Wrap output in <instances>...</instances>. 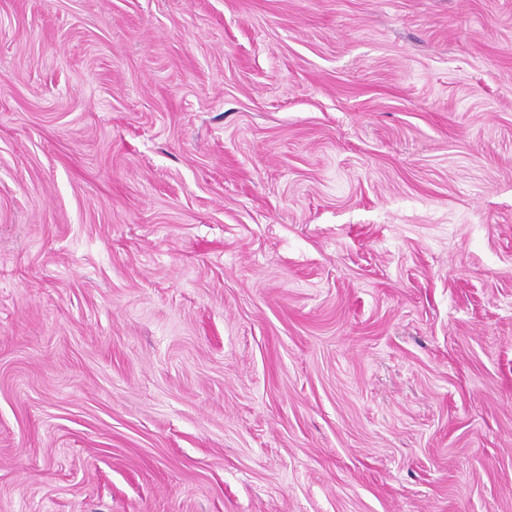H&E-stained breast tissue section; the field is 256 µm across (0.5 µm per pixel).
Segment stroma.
I'll use <instances>...</instances> for the list:
<instances>
[{
	"label": "stroma",
	"instance_id": "35a3bbf8",
	"mask_svg": "<svg viewBox=\"0 0 512 512\" xmlns=\"http://www.w3.org/2000/svg\"><path fill=\"white\" fill-rule=\"evenodd\" d=\"M0 512H512V0H0Z\"/></svg>",
	"mask_w": 512,
	"mask_h": 512
}]
</instances>
